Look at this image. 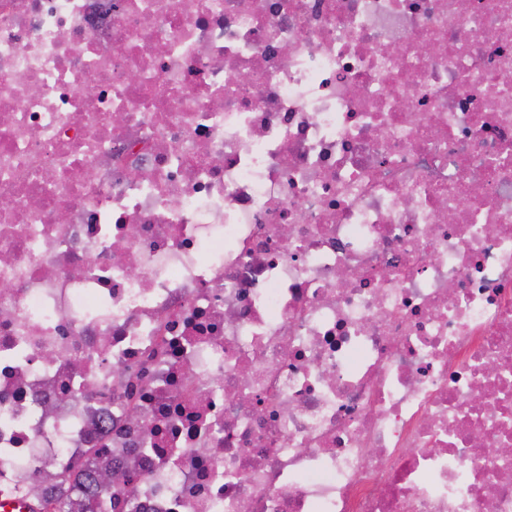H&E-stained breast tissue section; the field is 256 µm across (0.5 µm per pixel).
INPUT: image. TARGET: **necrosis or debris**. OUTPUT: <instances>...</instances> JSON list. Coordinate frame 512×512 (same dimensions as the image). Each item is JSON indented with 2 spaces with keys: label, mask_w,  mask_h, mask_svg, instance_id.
I'll list each match as a JSON object with an SVG mask.
<instances>
[{
  "label": "necrosis or debris",
  "mask_w": 512,
  "mask_h": 512,
  "mask_svg": "<svg viewBox=\"0 0 512 512\" xmlns=\"http://www.w3.org/2000/svg\"><path fill=\"white\" fill-rule=\"evenodd\" d=\"M90 453L512 512V0H0V495Z\"/></svg>",
  "instance_id": "necrosis-or-debris-1"
}]
</instances>
